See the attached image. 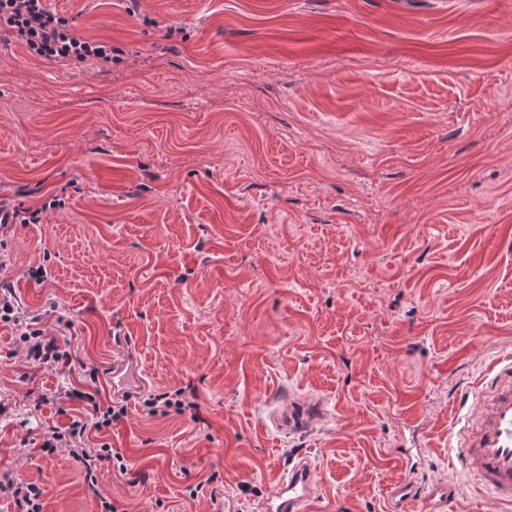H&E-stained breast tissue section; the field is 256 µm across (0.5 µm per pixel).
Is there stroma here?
I'll use <instances>...</instances> for the list:
<instances>
[{
	"instance_id": "35a3bbf8",
	"label": "stroma",
	"mask_w": 512,
	"mask_h": 512,
	"mask_svg": "<svg viewBox=\"0 0 512 512\" xmlns=\"http://www.w3.org/2000/svg\"><path fill=\"white\" fill-rule=\"evenodd\" d=\"M47 0L110 63L33 58L0 35V282L83 361L26 359L0 322V512H254L295 454L320 512H394L393 456L494 512L454 448L464 403L512 356V0ZM49 274L31 275L36 266ZM143 394L193 385L200 422L139 397L103 434L126 472L96 487L42 434L113 341ZM297 392L304 434L266 413ZM223 505L209 498L211 474ZM56 200H51L40 209L31 210L18 205H11L6 200H0V224H38L39 214L47 208H54ZM321 413L318 401L297 397L271 410L268 418L280 433L292 436L305 433ZM10 493L14 511L41 512L40 500L43 491L35 483L16 478L10 483Z\"/></svg>"
}]
</instances>
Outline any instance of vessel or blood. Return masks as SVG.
<instances>
[{
  "label": "vessel or blood",
  "mask_w": 512,
  "mask_h": 512,
  "mask_svg": "<svg viewBox=\"0 0 512 512\" xmlns=\"http://www.w3.org/2000/svg\"><path fill=\"white\" fill-rule=\"evenodd\" d=\"M114 349L112 390L134 394L143 383L136 344L123 336ZM474 397L476 412L459 430V461L463 471L487 491L495 512H507L512 507V359L495 363L489 383L476 389ZM321 413L318 401L297 397L271 410L268 418L280 433L292 436L305 433ZM391 495L402 498L407 506L423 501L425 512H447L457 487L441 482L419 490L397 483ZM315 501L312 464L308 457L297 455L289 460L276 491L260 501L257 512H312Z\"/></svg>",
  "instance_id": "vessel-or-blood-1"
}]
</instances>
